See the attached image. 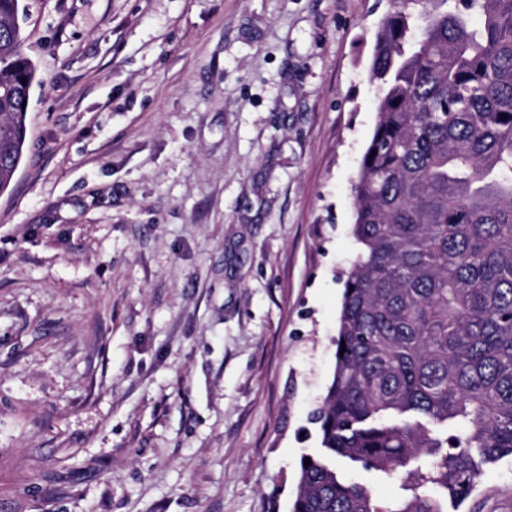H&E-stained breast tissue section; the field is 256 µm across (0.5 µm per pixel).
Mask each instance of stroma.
Masks as SVG:
<instances>
[{"label": "stroma", "mask_w": 512, "mask_h": 512, "mask_svg": "<svg viewBox=\"0 0 512 512\" xmlns=\"http://www.w3.org/2000/svg\"><path fill=\"white\" fill-rule=\"evenodd\" d=\"M390 0H19L0 512H291ZM444 512H512V456Z\"/></svg>", "instance_id": "1"}]
</instances>
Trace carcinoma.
I'll list each match as a JSON object with an SVG mask.
<instances>
[{"instance_id":"1","label":"carcinoma","mask_w":512,"mask_h":512,"mask_svg":"<svg viewBox=\"0 0 512 512\" xmlns=\"http://www.w3.org/2000/svg\"><path fill=\"white\" fill-rule=\"evenodd\" d=\"M372 49L377 121L353 185L321 444L408 483L377 499L326 458L292 512H443L512 456V0H391ZM0 0V192L25 148L35 78ZM479 18L474 25L472 20Z\"/></svg>"}]
</instances>
